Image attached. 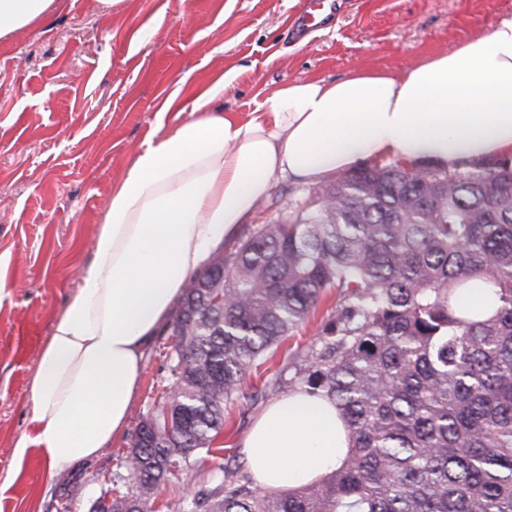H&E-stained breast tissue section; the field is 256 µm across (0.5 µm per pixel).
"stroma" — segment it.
<instances>
[{
    "label": "stroma",
    "mask_w": 512,
    "mask_h": 512,
    "mask_svg": "<svg viewBox=\"0 0 512 512\" xmlns=\"http://www.w3.org/2000/svg\"><path fill=\"white\" fill-rule=\"evenodd\" d=\"M305 0H63L60 12L0 41V271L12 287L0 308V512H90L164 389L167 328L146 350L123 433L109 448L53 475L38 455L23 466L15 442L29 431V387L40 341L92 259L91 244L112 188L158 124L173 125L169 99L190 102L216 80V108L247 117L285 83L335 81L361 70L392 74L452 51L512 17V0H339L331 20L299 36L291 30ZM312 187L285 175L239 226L232 241L262 224H281ZM326 293L265 366L227 403L220 456L197 462L156 491L160 512L242 465L239 443L263 409L288 394L317 325L334 306ZM34 328L38 345L18 352Z\"/></svg>",
    "instance_id": "stroma-1"
}]
</instances>
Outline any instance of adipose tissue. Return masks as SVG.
<instances>
[{
    "label": "adipose tissue",
    "instance_id": "adipose-tissue-1",
    "mask_svg": "<svg viewBox=\"0 0 512 512\" xmlns=\"http://www.w3.org/2000/svg\"><path fill=\"white\" fill-rule=\"evenodd\" d=\"M59 0H0V39L38 24ZM223 82L168 110L183 121L154 132L112 190L92 260L43 345L29 393L38 448L63 471L124 430L147 340L187 280L266 196L275 175L314 184L367 160L409 165L512 154V17L400 73L358 70L338 81L286 83L247 119L215 113ZM348 437L327 398L274 401L241 443L256 486L295 488L338 468Z\"/></svg>",
    "mask_w": 512,
    "mask_h": 512
}]
</instances>
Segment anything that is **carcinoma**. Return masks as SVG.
Wrapping results in <instances>:
<instances>
[{"label": "carcinoma", "instance_id": "1", "mask_svg": "<svg viewBox=\"0 0 512 512\" xmlns=\"http://www.w3.org/2000/svg\"><path fill=\"white\" fill-rule=\"evenodd\" d=\"M459 167L349 172L190 278L152 427L106 483L112 512H154L171 460L223 451L224 404L329 290L288 391L336 405L342 465L279 493L222 467L192 512H512V159ZM471 275L494 288L493 315L459 303Z\"/></svg>", "mask_w": 512, "mask_h": 512}]
</instances>
